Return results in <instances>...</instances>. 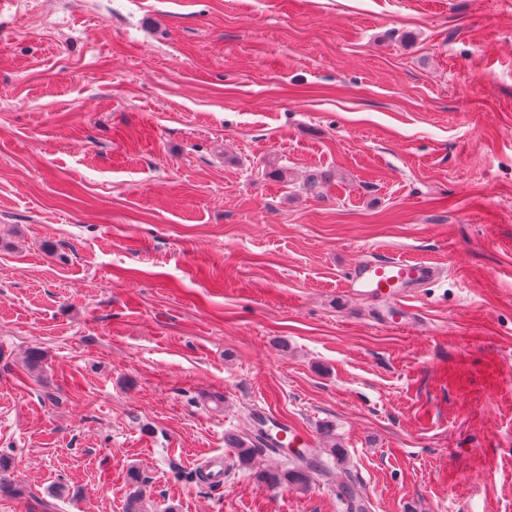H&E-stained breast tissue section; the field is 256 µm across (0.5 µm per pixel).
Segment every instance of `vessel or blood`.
Returning a JSON list of instances; mask_svg holds the SVG:
<instances>
[{"label":"vessel or blood","mask_w":512,"mask_h":512,"mask_svg":"<svg viewBox=\"0 0 512 512\" xmlns=\"http://www.w3.org/2000/svg\"><path fill=\"white\" fill-rule=\"evenodd\" d=\"M435 266L415 263L405 259H377L371 256L360 258L348 280L349 293H358L373 298H391L399 289L409 288L435 278ZM255 425L274 424L275 442H288L289 446L303 448L308 444L307 438L287 425L274 422L272 416L264 411H256L253 416Z\"/></svg>","instance_id":"1"}]
</instances>
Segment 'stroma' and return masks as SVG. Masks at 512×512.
<instances>
[{"label": "stroma", "mask_w": 512, "mask_h": 512, "mask_svg": "<svg viewBox=\"0 0 512 512\" xmlns=\"http://www.w3.org/2000/svg\"><path fill=\"white\" fill-rule=\"evenodd\" d=\"M366 254L438 274L349 294ZM257 406L346 465L258 484ZM0 475V512H512V0H0Z\"/></svg>", "instance_id": "35a3bbf8"}]
</instances>
